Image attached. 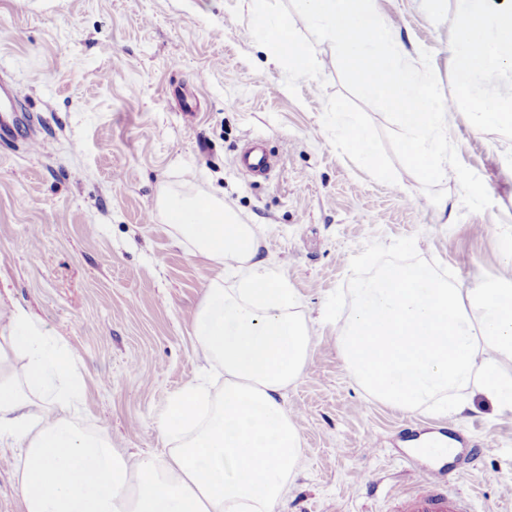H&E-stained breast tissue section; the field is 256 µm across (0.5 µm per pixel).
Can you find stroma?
Segmentation results:
<instances>
[{"mask_svg": "<svg viewBox=\"0 0 512 512\" xmlns=\"http://www.w3.org/2000/svg\"><path fill=\"white\" fill-rule=\"evenodd\" d=\"M374 5L431 52L451 95L452 0ZM250 13L251 0H0V82L32 116L0 140V316L24 308L72 354L86 388L80 427L128 454L162 453L169 398L224 379L192 331L220 267L162 224L157 198L217 197L253 226L312 325L308 369L283 397L302 455L278 512H388L417 462L453 476L473 512H512V413L479 394L454 422L379 403L336 342L352 288L384 266H425L462 288L512 275V142L452 115L458 157L493 202L482 212L464 210L454 177L440 184L448 213L405 167L396 183L377 181L322 124L327 98L346 91L333 46L316 43L322 78L291 95ZM256 139L278 156L263 178L236 162Z\"/></svg>", "mask_w": 512, "mask_h": 512, "instance_id": "obj_1", "label": "stroma"}]
</instances>
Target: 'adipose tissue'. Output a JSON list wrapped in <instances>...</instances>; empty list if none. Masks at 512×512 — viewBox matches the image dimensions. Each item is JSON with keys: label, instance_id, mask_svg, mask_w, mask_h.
<instances>
[{"label": "adipose tissue", "instance_id": "1", "mask_svg": "<svg viewBox=\"0 0 512 512\" xmlns=\"http://www.w3.org/2000/svg\"><path fill=\"white\" fill-rule=\"evenodd\" d=\"M164 224L238 277L210 281L194 321L203 358L224 368L212 399L191 382L169 401L162 458L127 456L74 421L84 396L70 353L15 309L0 327V440L19 445L21 512H276L301 454L283 391L308 367L310 326L294 291L259 258L253 227L221 201L161 194ZM356 383L379 402L449 418L478 392L512 412V276L455 287L420 266H387L354 290L336 326ZM23 356L13 366L12 356Z\"/></svg>", "mask_w": 512, "mask_h": 512}]
</instances>
